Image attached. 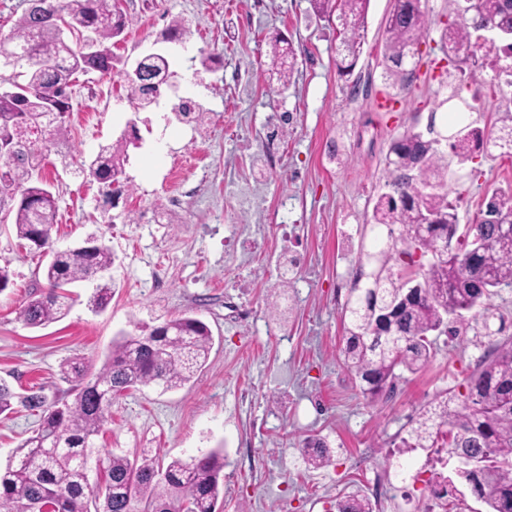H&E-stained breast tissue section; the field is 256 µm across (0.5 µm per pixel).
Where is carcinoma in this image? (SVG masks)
Masks as SVG:
<instances>
[{
  "mask_svg": "<svg viewBox=\"0 0 512 512\" xmlns=\"http://www.w3.org/2000/svg\"><path fill=\"white\" fill-rule=\"evenodd\" d=\"M316 16L344 21L336 32V67L342 76L351 73L362 52L369 0H310ZM45 8L66 16L76 32L89 30L94 37L90 55L65 42L58 29L25 11L0 48L16 52L17 63L26 66L25 83L10 82L0 89V143L15 151L10 161L0 160V207L17 238L48 254L47 292L29 299L19 318L39 329L63 319L70 310L67 288L88 281L114 262L110 247L102 241L73 249L52 247L56 198L42 176L43 161L51 147L68 135L70 86L79 73L102 75L118 71L122 58L112 52L127 21L116 0H46ZM431 21L422 0H394L388 19L383 60L387 77L404 87L411 77L405 68L409 53L429 34ZM270 43V66L288 86L292 67L285 58L292 51ZM441 49L449 57L467 54L456 63L460 71L489 66L506 77L498 85L501 104L491 129L474 125L463 112L448 116L444 136L450 152L436 138L405 132L400 144L391 145L385 159V187L408 202L399 206L381 194L373 209V223L399 227L400 240L423 253L437 250L436 242L418 235L424 215L439 220L448 241H456L448 254L437 255L419 270L405 261L409 250L393 252L391 246L374 243L366 251L373 263L372 287L351 288L357 293L342 310L346 336L344 366L360 382V391L375 398L394 392L402 373L425 367L437 348L435 336L443 319L454 320L448 335L469 327L463 313L481 317L482 336L489 347L477 368L465 380V392L447 391L436 409H424L409 420L414 448H432L438 438L448 454L465 455L473 463L457 469L464 482L480 489L487 512H512V336L503 335L504 323L492 329L495 314L487 300L502 286L512 287V243L501 234V225H512V185L494 189L489 197L496 224H458L456 207L448 199L453 157L471 160L493 134L512 136V0H477L468 19L442 30ZM169 74V61L160 54L146 56L138 73L128 80L127 96L136 107L151 103L155 80ZM127 149L124 142L101 148L89 167V175L112 184L123 172ZM481 241L475 263L466 266L463 255L473 238ZM390 305L394 328L402 338L392 345L373 332L375 307ZM212 348L208 325L192 315L169 319L149 331L122 334L102 367L89 376L77 363L63 371L76 382L72 401L32 394L20 403L43 409L39 427L13 451L0 468V512H218L224 495V456L211 451L189 462L173 459L162 464L149 452L129 459L112 454L96 459L103 482L90 483L89 464L93 440L110 417L112 400L141 387L158 385L176 389L192 381L206 364ZM304 462L312 469L330 465L327 441L305 439ZM336 512H374L370 500L357 494L336 500Z\"/></svg>",
  "mask_w": 512,
  "mask_h": 512,
  "instance_id": "obj_1",
  "label": "carcinoma"
}]
</instances>
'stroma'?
Returning <instances> with one entry per match:
<instances>
[{
	"mask_svg": "<svg viewBox=\"0 0 512 512\" xmlns=\"http://www.w3.org/2000/svg\"><path fill=\"white\" fill-rule=\"evenodd\" d=\"M129 21L115 52L128 63L156 52L172 61V78L193 79L190 60L212 59L206 80L218 84L208 119L211 136L192 146L185 132H163L168 103L137 110L118 75L78 76L71 88L69 134L52 148L43 176L57 196L55 248L104 237L115 261L95 279L72 288L68 315L44 329H30L19 307L47 289V258L0 226V268L10 278L0 292V380L19 394L69 399L63 371L73 361L99 370L119 332L137 333L191 313L212 332L207 365L173 391L150 386L115 399L112 419L95 438V455L136 457L149 451L160 462L185 461L212 449L224 451L223 512H335L336 500L386 485L377 512H420L433 472L453 476L454 464L437 462L431 450L404 452L408 422L447 390L458 389L479 363L488 340L472 324L463 336L439 345L421 371L406 374L393 395L364 398L343 364L341 309L345 284L368 263L362 240L388 239L370 222L384 190V160L391 141L406 130L434 125L445 133L448 112L469 103L480 125H490L500 95L478 82L479 68L460 73L443 53L439 37L456 16V0H427L431 28L419 70L400 88L384 77L382 45L393 0H370L364 51L351 75L336 69V35L316 20L309 0H117ZM186 21L182 42L163 36L171 18ZM281 35L296 52L288 86L268 72V40ZM458 100H451V92ZM283 112L296 122L284 133L282 166L262 185L253 180V156L271 122ZM139 139L129 147L125 173L133 202L100 197L88 165L101 146L128 124ZM178 165L201 193L167 224L126 223L124 215L163 201V176ZM463 179L449 198L461 223H473L491 191L512 182V157L480 155L463 164ZM288 201L292 236L309 254L288 290L295 305L280 334L269 330L277 315L276 271L269 256L280 250L279 232L265 235L263 255L224 249V225L243 234L268 223L275 204ZM245 280L232 288L225 266ZM112 284L106 309L92 310L97 285ZM254 306L247 324L226 320L225 294ZM40 411L18 408L0 416V466L32 435ZM326 438L335 461L307 468L305 437Z\"/></svg>",
	"mask_w": 512,
	"mask_h": 512,
	"instance_id": "obj_1",
	"label": "stroma"
}]
</instances>
